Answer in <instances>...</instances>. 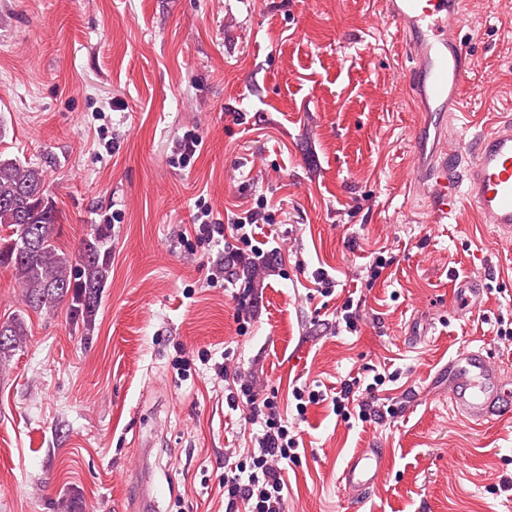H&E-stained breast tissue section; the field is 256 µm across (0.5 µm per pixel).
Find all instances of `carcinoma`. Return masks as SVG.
I'll use <instances>...</instances> for the list:
<instances>
[{
	"label": "carcinoma",
	"mask_w": 512,
	"mask_h": 512,
	"mask_svg": "<svg viewBox=\"0 0 512 512\" xmlns=\"http://www.w3.org/2000/svg\"><path fill=\"white\" fill-rule=\"evenodd\" d=\"M58 210L42 168L0 156V267L14 274L22 302L51 314L66 307L69 319L89 331L94 325L111 274L107 229L82 240L76 253L55 245ZM0 364L26 343L25 318L17 314L0 323Z\"/></svg>",
	"instance_id": "obj_1"
}]
</instances>
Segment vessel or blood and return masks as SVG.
I'll list each match as a JSON object with an SVG mask.
<instances>
[{
    "label": "vessel or blood",
    "mask_w": 512,
    "mask_h": 512,
    "mask_svg": "<svg viewBox=\"0 0 512 512\" xmlns=\"http://www.w3.org/2000/svg\"><path fill=\"white\" fill-rule=\"evenodd\" d=\"M462 0H386L387 22L402 34V46L413 64L406 74L418 94V105L430 119L463 112V76L467 55L456 35ZM416 134L414 174L426 186L435 215L447 218L459 205L471 206L484 223L512 236V119L479 132L468 154L446 143H430V127ZM482 349L448 362V405L477 424L492 420L511 395ZM385 451L365 448L354 454L340 479L364 499L383 468Z\"/></svg>",
    "instance_id": "b4317fda"
}]
</instances>
